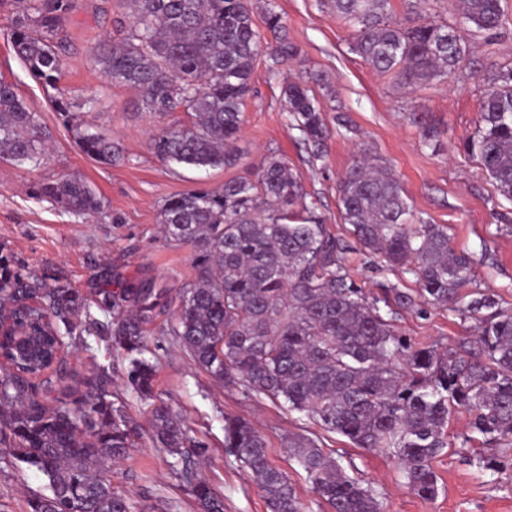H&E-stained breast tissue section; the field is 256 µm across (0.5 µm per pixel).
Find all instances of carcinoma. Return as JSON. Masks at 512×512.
Wrapping results in <instances>:
<instances>
[{"label": "carcinoma", "mask_w": 512, "mask_h": 512, "mask_svg": "<svg viewBox=\"0 0 512 512\" xmlns=\"http://www.w3.org/2000/svg\"><path fill=\"white\" fill-rule=\"evenodd\" d=\"M122 36L99 43L90 63L106 83L131 88L135 104L154 117L181 109L186 125L164 126L150 140L161 160L196 169L237 164L235 143L262 36L248 0H117ZM502 0H452L453 22L417 13L405 24L392 20L391 0H332L336 15L353 28V49L399 87L444 83L472 69L468 37L484 36L498 51ZM12 7L11 46L27 75L47 94L52 111L77 148L103 165L123 161L112 138L84 124L80 104L59 87L70 41L68 18L78 0H0ZM273 38L270 57L294 62L300 47L288 36L283 16L267 11ZM318 74L283 89L289 120L309 153L326 152L330 132L323 103L312 84ZM480 123L462 142L465 154L487 174L499 195L512 202V64L482 75ZM423 141L438 144L441 132L415 116ZM50 132L12 81L0 78V162L35 169L43 163ZM340 218L348 241L334 234L306 201L300 185L277 155L254 177L202 187L164 200L165 239L195 249L197 280L179 294L170 327L194 362L224 386L279 401L354 447L396 458L408 489L423 500L438 493L433 460L448 447V420L469 416L471 435L483 451L466 461L498 473L512 467V313L494 293H461L471 280L469 254L454 248L448 227L411 210L397 177L364 154L337 185ZM30 194L78 218H99L102 204L84 179L73 175L40 181ZM356 244L378 265L411 279L377 283L367 296L351 276L344 255ZM42 309L20 313L32 331L42 313L63 324L81 305L54 293L34 292ZM103 303L120 316L115 341L130 356L127 381L143 398L153 397L154 366L142 357L146 327L169 303V293L144 280L104 292ZM444 308L472 323L469 347L416 342L397 324L405 313L425 316ZM57 334L44 352L22 367L36 377L49 368ZM0 446L41 472L50 494L32 498L30 512H136L131 498L112 486L106 462L124 459L137 428L120 401L110 399L104 373L93 391L49 408L26 378H1ZM153 440L173 457V469L199 512H224V498L193 476L183 448V421L168 407L153 409ZM224 448L247 470L270 512H305L288 476L274 467L265 438L244 417L224 416ZM288 451L331 512H381L375 491L350 477L342 460L315 440L294 434Z\"/></svg>", "instance_id": "carcinoma-1"}]
</instances>
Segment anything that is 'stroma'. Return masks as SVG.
Returning <instances> with one entry per match:
<instances>
[{
  "label": "stroma",
  "instance_id": "35a3bbf8",
  "mask_svg": "<svg viewBox=\"0 0 512 512\" xmlns=\"http://www.w3.org/2000/svg\"><path fill=\"white\" fill-rule=\"evenodd\" d=\"M249 5L258 27L266 9L283 15L290 37L301 49V60L276 65L267 51H259L235 144L240 160L235 166L208 171L167 165L149 148V137L161 124L188 123L186 112L154 119L136 109L132 90L107 85L91 68L92 50L113 34V20L121 13L115 0H79L66 23L72 47L60 81L61 89L76 99L96 91V103L83 107L81 117L121 146L124 159L112 166L95 162L75 147L44 91L15 59L6 22L0 18V75L19 84L52 135L43 167L0 163V276L48 291H67L100 323L93 329L84 319L74 320L72 336L65 341L66 379L41 389L40 401L48 407L72 401L89 393V381L98 371L110 375L111 392L125 401L139 432L130 456L112 465V485L132 498L137 512H195L171 470L169 454L154 447L148 435L151 411L161 404L184 419L194 473L223 496L224 512H269L262 491L225 453L228 414L247 418L264 436L270 462L288 475L307 512H329V507L318 500L306 473L290 457L286 440L292 433L308 435L325 452L350 460V476L375 490L382 512H512V469L490 476L463 460L458 438L468 431L466 415L449 421V446L433 463L439 485L436 497L420 499L406 487L392 456L352 447L345 438L323 431L267 397L225 389L174 337L163 335L177 313L174 303L149 325L145 337L143 355L155 366L153 398H140L128 385V356L112 336L116 320L97 304L102 290L154 277L176 293L195 282L192 247L167 242L162 234L164 200L252 176L273 154L285 159L303 190L318 199L326 224L338 234L344 231L339 179L362 153L387 166L415 211L432 223L448 225L455 249L470 254L472 287L497 294L502 308L512 310V221L497 218L498 213H511L512 204L498 195L479 165L458 150L479 124L480 73L512 61V0L502 2L499 55H488L483 38H473L471 58L477 74H456L447 83L414 89L396 87L353 51L351 31L336 16L330 0H249ZM308 73L324 79L315 91L331 130L327 154L319 160L300 143L282 96L286 82ZM414 112L426 113L441 129L438 148L423 143L410 119ZM67 175L80 176L95 187L105 218L87 223L31 198L32 182ZM399 326L416 341L452 347L474 333L470 322L435 308L425 316L403 314ZM47 491V480L37 469L0 454V512H29V499Z\"/></svg>",
  "mask_w": 512,
  "mask_h": 512
}]
</instances>
